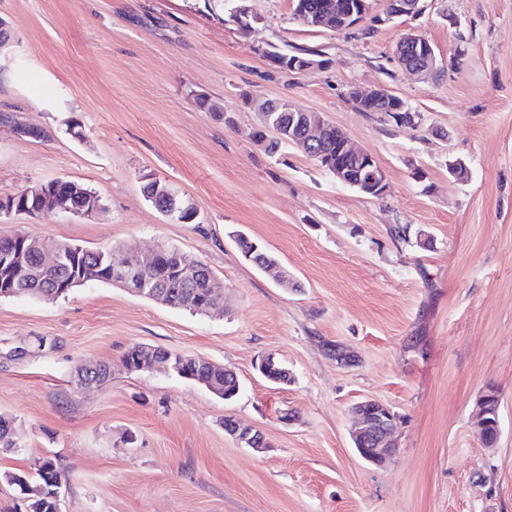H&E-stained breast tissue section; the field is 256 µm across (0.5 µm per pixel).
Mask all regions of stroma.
<instances>
[{
	"mask_svg": "<svg viewBox=\"0 0 512 512\" xmlns=\"http://www.w3.org/2000/svg\"><path fill=\"white\" fill-rule=\"evenodd\" d=\"M241 33L226 0H0V195L64 179L95 191L97 213L60 208L0 218L46 248L173 246L207 263L220 309L196 314L90 282L45 301L0 298V416L17 451L0 453V512H25L8 472L44 457L63 472L62 512H512V0H424L415 17L360 31L309 28L292 0H247ZM418 30L444 66L423 82L393 48ZM318 50L290 72L269 52ZM380 86L418 127L359 111L352 87ZM285 98L372 152L384 199L338 182L300 149L268 155L251 99ZM232 125H225V117ZM44 138L21 137L23 125ZM462 160L467 180L448 174ZM197 211L174 223L143 175ZM409 228L394 239L393 225ZM243 233L275 253L294 286L247 261ZM232 369L224 401L163 369L127 371L135 344ZM354 352L338 365L328 345ZM273 357L289 381L264 378ZM109 365L80 387L83 361ZM495 390L500 435L476 433ZM397 417L378 468L351 440V407ZM262 433L241 443L225 419Z\"/></svg>",
	"mask_w": 512,
	"mask_h": 512,
	"instance_id": "35a3bbf8",
	"label": "stroma"
}]
</instances>
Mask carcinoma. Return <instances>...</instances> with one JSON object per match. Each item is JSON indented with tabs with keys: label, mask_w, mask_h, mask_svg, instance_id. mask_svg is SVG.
Masks as SVG:
<instances>
[{
	"label": "carcinoma",
	"mask_w": 512,
	"mask_h": 512,
	"mask_svg": "<svg viewBox=\"0 0 512 512\" xmlns=\"http://www.w3.org/2000/svg\"><path fill=\"white\" fill-rule=\"evenodd\" d=\"M260 113L261 130L257 132L259 142L266 153L274 155L288 146V134H297L298 130L288 129L292 124V117L279 109L268 106ZM379 112L385 114L392 122L399 123L408 108L403 106L400 99H389L376 105ZM275 131V135L267 137L266 130ZM143 194L154 208H159L167 203L163 191L167 186L158 183L156 179H145ZM66 194L71 199V205L76 206L81 201L98 195L89 188L69 180H53L43 183L36 191L18 194L19 203L28 209V213L35 214L40 205L36 196L48 197L50 195ZM37 238H27V250L24 253L22 263L26 274L14 282L15 295H28L43 300H55L67 295V291L61 288V284L79 274L83 281L110 282L109 258L112 255L110 249L82 248L75 254L70 250H64L61 259L51 264L43 260L41 252L35 247ZM238 245L246 259L257 268L267 273H274L282 277L278 268V258L259 244L250 239L239 236ZM140 296L151 300H159L164 304L194 311L196 308L209 305L207 299L208 280L205 268L201 267V261L189 260L179 249L175 247H161L152 267L147 274L141 276L138 282ZM166 357L169 363L176 364L180 368L178 377L203 382L210 387H217L224 391V400L228 401L236 396L240 383L235 372L222 366L205 361L199 357L174 354L169 351L155 349L150 345L136 344L131 346L123 356V364L137 366L144 362ZM53 471L45 473L43 468H38L34 473L14 472L4 474L7 482L13 486L24 483L28 493L25 496L26 512H58L54 499L56 484L62 480V471L56 461H51Z\"/></svg>",
	"instance_id": "cac0c4a2"
}]
</instances>
